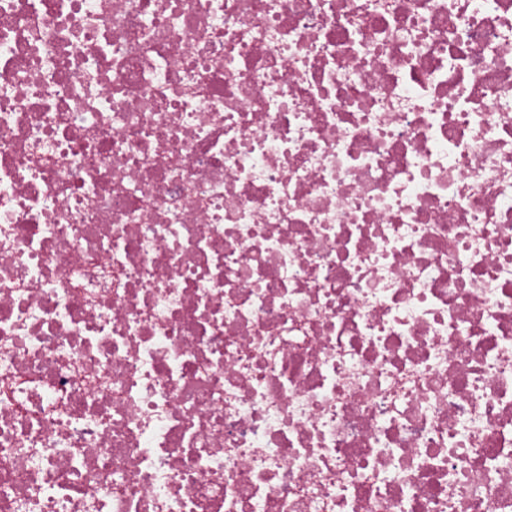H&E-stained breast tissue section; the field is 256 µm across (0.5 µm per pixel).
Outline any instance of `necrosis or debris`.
Masks as SVG:
<instances>
[{"label":"necrosis or debris","instance_id":"1","mask_svg":"<svg viewBox=\"0 0 512 512\" xmlns=\"http://www.w3.org/2000/svg\"><path fill=\"white\" fill-rule=\"evenodd\" d=\"M0 512H512V0H0Z\"/></svg>","mask_w":512,"mask_h":512}]
</instances>
